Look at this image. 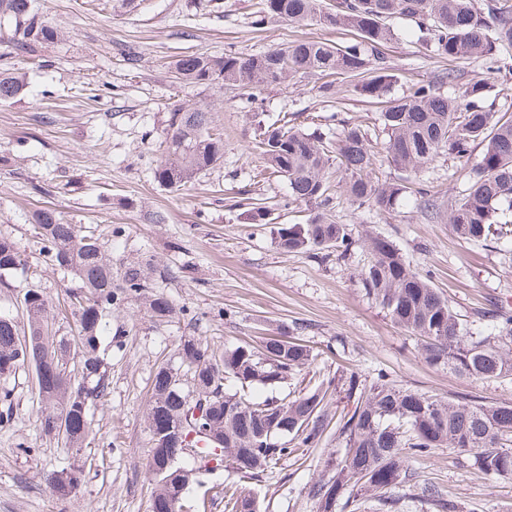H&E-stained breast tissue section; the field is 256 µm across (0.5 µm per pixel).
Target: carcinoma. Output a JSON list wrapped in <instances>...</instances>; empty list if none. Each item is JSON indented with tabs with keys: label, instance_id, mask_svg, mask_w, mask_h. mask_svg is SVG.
<instances>
[{
	"label": "carcinoma",
	"instance_id": "carcinoma-1",
	"mask_svg": "<svg viewBox=\"0 0 512 512\" xmlns=\"http://www.w3.org/2000/svg\"><path fill=\"white\" fill-rule=\"evenodd\" d=\"M268 17L350 29L357 40L346 45L301 40L259 55L184 53L171 63L174 79L221 89H261L297 75H313L323 80L320 89L326 94L332 86L328 78L349 75L361 78L355 85L360 97L379 101L389 92L393 75L383 66L378 47L396 37L390 26L394 17L414 22L418 41L440 58L480 56L489 60L490 69L512 73V0H493L485 9L478 0H334L327 9L320 0H261L255 25ZM58 38V30L48 25L35 0H0V43L10 57H35L43 45ZM459 78L458 71L450 69L433 81L412 83L406 94L385 101L380 120L393 164L418 171L446 152L469 167L468 192L448 205V224L460 239L486 245L512 236V221L503 220L512 213V119L492 111L490 86L483 78L465 83L458 97L441 91L442 85H453ZM24 86L25 74L3 62L0 103L13 102ZM256 148L266 168L288 182V203L318 209L307 223L279 229L278 246L288 253L350 255L355 244L351 230L331 219L334 170L344 173L343 192L359 208L391 211L413 192L425 210L436 207L427 189L375 176V153L357 125L344 127L333 141L319 128L309 133L296 127L285 114L280 125L266 129ZM223 158L224 137L214 126L212 108L180 106L169 113L155 179L177 190ZM34 221L42 254L79 286L66 289L62 307L39 288L25 289L20 299L24 329L13 315L0 311V382L33 367L39 436L60 438L79 448L93 430L94 409L109 394L112 348L122 347L121 336L112 335L110 328L112 308L143 298L153 315H171V303L151 293L152 281L167 277L169 269L146 258L125 265L116 278L112 251L99 237L79 234L75 225L51 209L36 213ZM368 251L359 271L365 292L394 324L419 338L426 363L475 380L512 376L511 310H478L477 323H468L430 284V276L411 267L393 241L370 236ZM24 265L21 246L0 236V279ZM58 317L73 320L76 343L45 333V324ZM180 353L184 374L198 380L211 411L198 419L187 418L182 408L186 391L161 366L153 379L146 423H151L156 409L174 428L184 426L188 433L193 424L211 427L213 438L200 452L212 457L215 470L227 467L240 480L256 479L298 449L321 441L336 421L344 452L325 460L324 467L334 475L310 489L317 512H336L339 506L357 512L369 499L378 503V512H399V490L412 477L408 458L427 456L436 448L452 450L485 475L512 478L510 404L469 394L441 400L396 383L382 370L369 383L351 372L341 384L329 376L292 396L257 400L253 392L259 388H284L289 377L310 363L313 350L298 342L282 346L270 338L228 347L216 361L200 338L186 336ZM72 354L78 358L76 368L69 364ZM339 388L352 406L333 419L328 397ZM13 404V390L1 388L0 424L11 421ZM166 455L162 447L152 446L147 473L154 496L169 493L176 481L196 480L190 461L181 460L166 474H157L158 460ZM82 480L83 469L74 464L45 478L59 499L67 498ZM417 498L436 512H464L460 503L444 498L431 483L419 487ZM224 510L259 512V504L232 481L224 486Z\"/></svg>",
	"mask_w": 512,
	"mask_h": 512
}]
</instances>
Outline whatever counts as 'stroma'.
I'll return each instance as SVG.
<instances>
[{
	"label": "stroma",
	"instance_id": "35a3bbf8",
	"mask_svg": "<svg viewBox=\"0 0 512 512\" xmlns=\"http://www.w3.org/2000/svg\"><path fill=\"white\" fill-rule=\"evenodd\" d=\"M258 3L111 0L102 11L87 0H37L62 36L42 48L40 65L16 60L26 90L19 101L0 105V160H9L0 163V235L20 243L26 259L0 284V308L22 317L20 291L30 283L54 299L76 287L75 279L46 263L34 236L33 213L52 207L79 233L111 239L113 270L149 256L167 265L173 275L156 280L154 291L174 312L153 318L135 301L113 310L112 328L122 333L124 346L112 355L110 394L95 409L83 448L38 435L35 375L30 369L18 374L14 417L0 425V512H149L146 404L157 368L178 365L186 336L201 337L220 356L242 340L298 333L317 357L289 380L291 391L319 371H355L370 379L382 369L397 383L439 399L469 393L512 404V376L480 381L427 364L417 339L390 321L358 277L365 235L372 232L391 239L412 266L430 273L462 318L495 305L512 309V265L505 259L512 239L484 246L458 238L448 225L449 201L468 187L456 159L440 155L416 174L394 166L383 147L378 105L361 98L354 78L344 75L336 76L328 94L314 76L262 88L258 113L242 109V91L175 83L168 63L188 51L250 55L303 39L336 45L354 38L353 31L313 22L270 18L254 25ZM390 24L397 34L384 48L397 77L391 96L454 68L463 81L487 79L495 112L512 116V74L491 71L480 57L451 62L434 56L418 44L408 21L394 18ZM46 89L52 98L43 97ZM198 104L212 107L224 132V160L192 184L167 189L154 178L156 147L170 110ZM282 112L298 127L320 121L334 134L346 124L361 126L376 154L377 175L422 184L436 214L427 215L412 195L384 212L357 207L339 190L333 217L352 231L351 255L324 260L284 252L279 227L305 223L314 210L284 207L286 182L259 175L263 161L252 146ZM256 199L269 210L262 224L248 212ZM342 450V440L329 434L245 487L260 512H317L310 488L322 478L327 456ZM73 464L83 466L84 481L66 499H56L44 475ZM412 470L417 483H433L476 512H512V479L484 478L448 449L414 461ZM225 477L221 470L200 476L185 499L186 512H224Z\"/></svg>",
	"mask_w": 512,
	"mask_h": 512
}]
</instances>
